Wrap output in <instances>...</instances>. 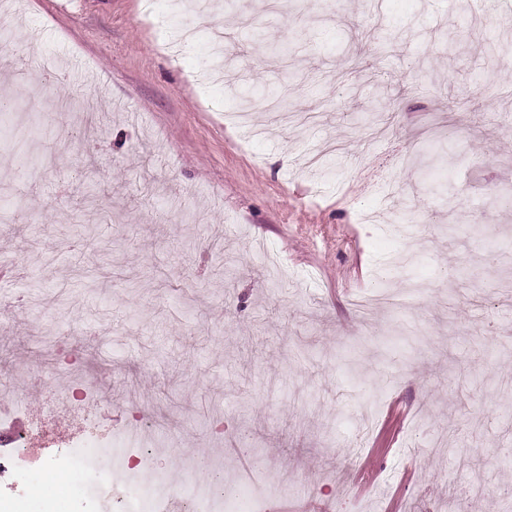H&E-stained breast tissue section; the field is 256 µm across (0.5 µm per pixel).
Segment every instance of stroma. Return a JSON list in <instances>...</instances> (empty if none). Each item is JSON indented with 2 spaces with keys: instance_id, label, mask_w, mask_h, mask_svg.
Listing matches in <instances>:
<instances>
[{
  "instance_id": "stroma-1",
  "label": "stroma",
  "mask_w": 512,
  "mask_h": 512,
  "mask_svg": "<svg viewBox=\"0 0 512 512\" xmlns=\"http://www.w3.org/2000/svg\"><path fill=\"white\" fill-rule=\"evenodd\" d=\"M212 21L166 0H0L28 78L0 51V434L38 420L18 512H88L76 475L41 488L49 449L120 436L138 410L164 442L248 474L263 512H498L512 489V5L288 0ZM196 39L162 50L177 29ZM288 48L279 68L270 44ZM287 86L288 128L242 90ZM450 173L424 185L405 144ZM182 209L158 217L168 199ZM413 214L402 233L397 212ZM460 226L448 235V225ZM401 295L372 320L351 301ZM93 373L85 407L56 389Z\"/></svg>"
}]
</instances>
